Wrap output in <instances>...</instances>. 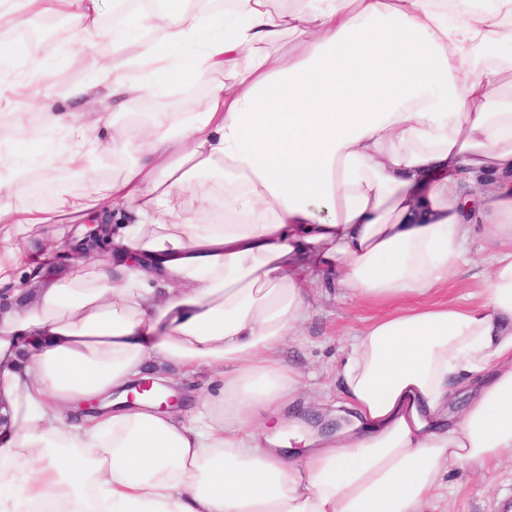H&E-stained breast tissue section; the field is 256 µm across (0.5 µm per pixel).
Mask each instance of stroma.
Segmentation results:
<instances>
[{
  "label": "stroma",
  "instance_id": "35a3bbf8",
  "mask_svg": "<svg viewBox=\"0 0 512 512\" xmlns=\"http://www.w3.org/2000/svg\"><path fill=\"white\" fill-rule=\"evenodd\" d=\"M23 57L25 63L44 65L47 86L51 94L60 100L64 99L71 85L92 82L104 62L98 55L76 53L68 37L54 39L44 47L26 45ZM227 79V74L216 72L202 83L167 86L157 99L147 104H134L133 109L137 112H149L155 108L168 110L185 99L198 106L204 102L212 85ZM1 143L9 145L15 157L31 165V173L35 176L42 174L46 157L55 155L58 159L56 171L63 181L62 193L75 198L86 195L85 182L74 178L62 161L68 148L67 141L57 139L52 130H44L37 138L25 134H2ZM468 250L471 264L461 266L458 275L449 280L444 297L464 301L482 288L483 280L476 277L473 263L486 256L488 244L477 234L471 238ZM387 311L384 305L337 298L335 288L328 281L314 290L307 319L301 324L297 336L288 340L281 349L283 358L303 375L305 381L322 391L321 404L307 406L306 414L329 415L336 398V373L350 335ZM442 481L448 488L447 498L431 500L425 512H496L498 500L512 494V459L490 465L482 471L452 468L444 474Z\"/></svg>",
  "mask_w": 512,
  "mask_h": 512
}]
</instances>
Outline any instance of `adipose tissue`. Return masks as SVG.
Listing matches in <instances>:
<instances>
[{"instance_id": "1", "label": "adipose tissue", "mask_w": 512, "mask_h": 512, "mask_svg": "<svg viewBox=\"0 0 512 512\" xmlns=\"http://www.w3.org/2000/svg\"><path fill=\"white\" fill-rule=\"evenodd\" d=\"M165 0L102 28L104 0H0V23L61 14L73 45L109 55L61 112L45 73L0 80L70 139L87 201L0 206V222L67 218L59 238L124 216L112 255L55 268L0 240V512H424L444 468L512 449V102L499 92L512 0ZM301 57L273 55L284 34ZM224 71L202 111L109 113L162 84ZM122 179L91 177L102 152ZM219 173L197 223L184 195ZM492 244L470 304L434 301L474 231ZM392 305L351 338L337 375L352 423L309 427L281 357L323 281ZM219 378L197 412L161 410L181 380ZM157 396L129 398L144 373ZM112 410L80 419V403Z\"/></svg>"}]
</instances>
